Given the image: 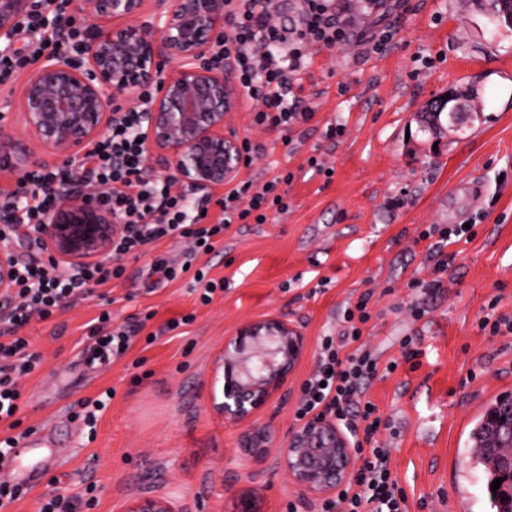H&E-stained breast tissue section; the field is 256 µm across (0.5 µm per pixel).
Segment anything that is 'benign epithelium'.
Here are the masks:
<instances>
[{"label":"benign epithelium","instance_id":"1","mask_svg":"<svg viewBox=\"0 0 512 512\" xmlns=\"http://www.w3.org/2000/svg\"><path fill=\"white\" fill-rule=\"evenodd\" d=\"M74 0L89 21L84 60L74 64L44 56L30 68L21 89L19 111L23 135L0 127V170L21 175L39 165L36 149L50 150L78 169L112 126L113 100L140 103L141 93L155 86L143 108L141 139L147 163L181 188L213 193L238 177L243 159L241 139L227 118L238 111L244 90L224 76V69L205 64L227 33L225 0ZM49 0H0V47L11 49L23 19L48 13ZM147 20H142L143 15ZM447 107L448 130L459 126L464 107L455 95L429 106L425 115ZM58 202L34 233L19 230V241L0 247V293L12 288L20 247L32 243L61 266L103 265L112 260V238L118 233L112 212L89 197L79 179L57 190ZM301 330L271 317L242 327L224 342L215 361L222 374V401L215 410L231 422L250 420L288 382L301 359ZM512 401L488 417L495 433L490 456L502 478L500 497L512 505V421L501 420ZM267 429L254 425L242 436L241 448L252 463L271 453ZM274 466L288 475L293 489L309 498H324L349 482L356 466L350 439L328 416L311 417L288 431L276 450ZM125 512H176L165 497L130 498Z\"/></svg>","mask_w":512,"mask_h":512}]
</instances>
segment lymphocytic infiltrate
<instances>
[{
    "label": "lymphocytic infiltrate",
    "mask_w": 512,
    "mask_h": 512,
    "mask_svg": "<svg viewBox=\"0 0 512 512\" xmlns=\"http://www.w3.org/2000/svg\"><path fill=\"white\" fill-rule=\"evenodd\" d=\"M298 28L272 24L269 0H225L228 33L223 46L208 59L210 65L232 74L253 106L255 124L288 130L312 120L311 110L301 107L294 91V76L305 65L308 45L330 48L350 46L353 35L350 0H301ZM70 0H51L57 31H45L40 18L24 21L29 43L0 51V86L9 84L36 59L57 56L81 61L86 21L68 14ZM142 129L140 107L121 109L106 135L84 160L81 169L99 200L120 217L123 228L112 244L115 256L144 255L148 245L165 239L185 242L181 260L157 257L151 265L162 279L174 281L189 274L199 255L214 245L233 224H263L269 210H288L280 185L291 183L293 174L277 175L263 184L247 179L227 186L220 202L221 214L206 221L203 204L183 190H174L169 179L154 175L145 163L138 142ZM68 166L33 168L20 177L8 219L0 221V242L17 236V227L34 229L54 207L56 187L70 181ZM123 266L101 265L58 268L34 259L21 262L11 293L0 298V423L13 430L21 398V381L40 364L22 329L32 319L46 320L66 303L88 298L94 289L121 278ZM368 296L343 314L340 335L318 339L315 370L301 388L296 419L336 417L349 431L359 461L352 480L335 497L325 500L321 512H407V498L390 469V451L379 440L386 425L367 390L379 373H393L397 361L380 364L378 356L361 345L363 326L370 315ZM137 328L115 327L109 313H101L89 334L95 346L113 357L130 348Z\"/></svg>",
    "instance_id": "obj_1"
}]
</instances>
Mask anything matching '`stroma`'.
<instances>
[{
	"instance_id": "35a3bbf8",
	"label": "stroma",
	"mask_w": 512,
	"mask_h": 512,
	"mask_svg": "<svg viewBox=\"0 0 512 512\" xmlns=\"http://www.w3.org/2000/svg\"><path fill=\"white\" fill-rule=\"evenodd\" d=\"M483 23L478 0H387L383 24L393 38L382 52L310 49L295 92L312 121L284 132L253 125L247 108L233 114L238 136L260 148L240 179H294L286 213L231 225L202 257L224 282L210 304L191 276L167 283L153 273V256L182 253L167 240L122 257L125 274L106 298L67 303L25 328L43 362L21 382L18 429L39 450L45 481L16 512H38L42 495H80L91 484L95 498L79 512H124L140 492L184 512H234L245 492L260 512H319L320 500L292 490L281 470L242 479L246 426L214 410V362L249 322L278 317L300 328V361L253 417L280 444L296 423L319 337L338 333L344 308L364 294V340L381 362H399L367 395L390 422L381 438L408 512H492L470 432L489 402L512 395V335L480 327L492 309L512 317V28L493 35ZM452 90L476 92L477 116L454 133L426 128V105ZM313 157L325 172L311 169ZM466 223L474 237L445 247L441 288L420 289L434 265L421 233ZM105 310L113 325L143 331L121 358L90 363V326ZM187 314L192 323L158 335ZM406 338L420 352L411 363L402 359ZM108 390L94 431L81 429L73 413Z\"/></svg>"
}]
</instances>
